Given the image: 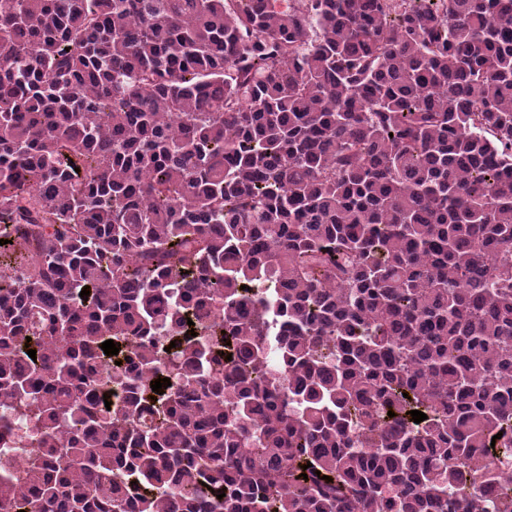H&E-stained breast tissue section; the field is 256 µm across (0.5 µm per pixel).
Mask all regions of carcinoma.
<instances>
[{"mask_svg":"<svg viewBox=\"0 0 512 512\" xmlns=\"http://www.w3.org/2000/svg\"><path fill=\"white\" fill-rule=\"evenodd\" d=\"M0 239V512H512V0H0Z\"/></svg>","mask_w":512,"mask_h":512,"instance_id":"obj_1","label":"carcinoma"}]
</instances>
